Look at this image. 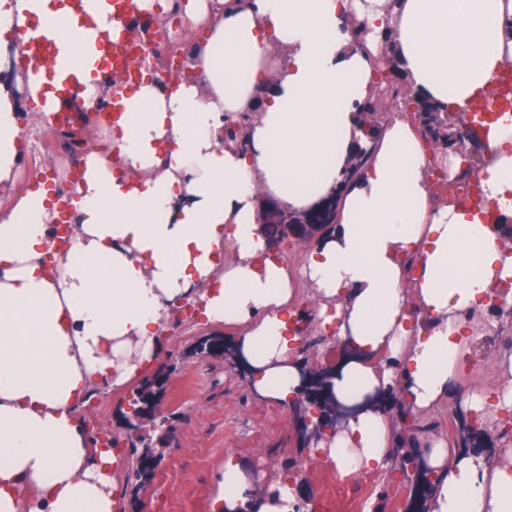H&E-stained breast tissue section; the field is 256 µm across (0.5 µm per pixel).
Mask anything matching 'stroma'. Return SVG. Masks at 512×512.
I'll use <instances>...</instances> for the list:
<instances>
[{
    "label": "stroma",
    "instance_id": "1",
    "mask_svg": "<svg viewBox=\"0 0 512 512\" xmlns=\"http://www.w3.org/2000/svg\"><path fill=\"white\" fill-rule=\"evenodd\" d=\"M153 25L176 34L174 42L152 62L159 72H179L180 60L199 33L182 25L176 12L150 13ZM0 81L11 82L24 114L23 134L38 131L46 135L43 148L31 147L22 156L14 180L0 188V214L8 213L19 198L33 189L37 180H54L59 191H68L74 181L72 161L82 160L98 146L89 127L90 112L80 113L74 129L48 127L28 102L24 81L9 69L0 70ZM477 338L472 347L473 363L459 379L457 390L445 408L419 418V426L399 434L403 447L445 438L459 441V401L474 382L493 376L497 355L512 350V316L475 320ZM220 332L236 335L237 327H214L195 320H170L163 334L160 360L173 370L165 385L164 408L175 416V444L163 451L152 481L138 497H131L127 485L118 490L119 512H211V500L228 456L246 462L255 492L280 485L286 464L305 474L301 489L304 506L312 512H367L380 505L384 512H404L409 497L405 483L376 474L346 476L322 460L309 455L287 405L256 397L246 378L221 357L191 354L202 336ZM129 390L96 393L80 406L91 438L126 437V422L118 412Z\"/></svg>",
    "mask_w": 512,
    "mask_h": 512
}]
</instances>
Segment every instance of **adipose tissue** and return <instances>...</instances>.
Segmentation results:
<instances>
[{
    "instance_id": "obj_1",
    "label": "adipose tissue",
    "mask_w": 512,
    "mask_h": 512,
    "mask_svg": "<svg viewBox=\"0 0 512 512\" xmlns=\"http://www.w3.org/2000/svg\"><path fill=\"white\" fill-rule=\"evenodd\" d=\"M180 10L202 29L191 76L126 86L98 129L107 148L84 157L72 187L69 244L54 238L52 189L0 215V512H116V453L92 446L78 406L157 363L176 303L240 326L228 346L259 398L285 404L319 382L351 408L310 448L344 475L390 469L391 397L435 411L470 366L471 315L512 305V120L477 140L485 204L436 206L429 175L455 172L458 157L397 118L369 140L360 112L390 47L413 95L466 113L512 60V0H182ZM50 19L75 52L110 28L103 0H0V44ZM78 82L64 95L58 65L42 64L27 97L62 111L113 102L111 71L91 61ZM240 118L243 143L226 141L225 123ZM370 141L364 175L337 193ZM26 148L14 89L0 81V186ZM331 198L335 224L289 272L259 222L264 205L304 212ZM299 283L348 345L322 378L300 354ZM497 372L471 388L464 415L512 410V352ZM418 464L440 479L409 512H512V448L433 440ZM249 488L228 460L211 512L300 503L288 485Z\"/></svg>"
}]
</instances>
